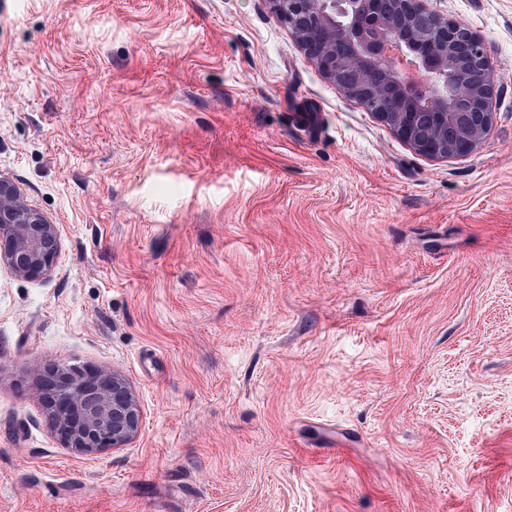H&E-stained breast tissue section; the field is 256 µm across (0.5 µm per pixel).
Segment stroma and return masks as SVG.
Here are the masks:
<instances>
[{
	"label": "stroma",
	"instance_id": "35a3bbf8",
	"mask_svg": "<svg viewBox=\"0 0 512 512\" xmlns=\"http://www.w3.org/2000/svg\"><path fill=\"white\" fill-rule=\"evenodd\" d=\"M496 66L415 152L267 0H0V175L56 224L0 269V512H512V0H428ZM124 374L83 456L36 371Z\"/></svg>",
	"mask_w": 512,
	"mask_h": 512
}]
</instances>
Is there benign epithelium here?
I'll return each instance as SVG.
<instances>
[{
  "label": "benign epithelium",
  "mask_w": 512,
  "mask_h": 512,
  "mask_svg": "<svg viewBox=\"0 0 512 512\" xmlns=\"http://www.w3.org/2000/svg\"><path fill=\"white\" fill-rule=\"evenodd\" d=\"M305 56L417 153L466 156L493 122L498 92L485 43L426 0H267ZM60 251L57 225L0 177V267L43 279ZM38 396L59 442L81 455L125 448L142 408L119 371L54 362L39 370Z\"/></svg>",
  "instance_id": "obj_1"
}]
</instances>
